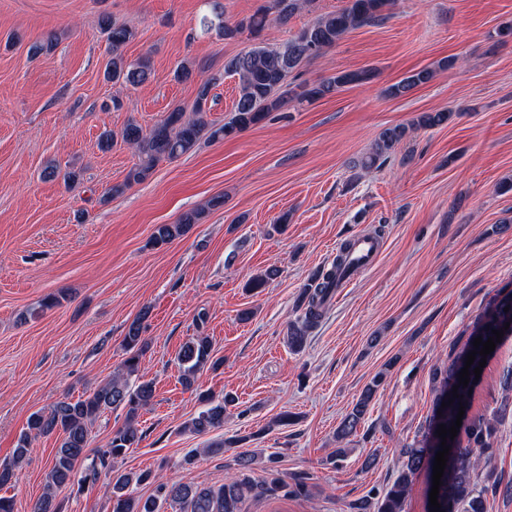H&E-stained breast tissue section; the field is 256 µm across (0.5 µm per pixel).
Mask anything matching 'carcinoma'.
Wrapping results in <instances>:
<instances>
[{
    "label": "carcinoma",
    "instance_id": "obj_1",
    "mask_svg": "<svg viewBox=\"0 0 512 512\" xmlns=\"http://www.w3.org/2000/svg\"><path fill=\"white\" fill-rule=\"evenodd\" d=\"M310 2L312 0H266L248 18L230 24L224 20V6L220 0H214L213 17L202 18L201 26L216 30L226 40H235L245 33L255 40L249 49L224 63V74L238 79L233 116L220 126L206 119L204 104L212 87L224 75L214 73L199 83L192 108L194 117H186L184 108L177 106L148 130L135 123L127 124L121 138L138 155V163L130 168L122 182L108 189L107 195H121L133 185L145 181L160 162L171 161L192 151L205 136L212 141L236 136L279 111L290 97L312 103L348 85L370 81L373 78L370 69L338 71L319 81L304 83L296 91L289 88L288 78L304 63L335 47L349 32L384 20L396 0H346L343 8L314 17L297 33L275 46H266L259 41L265 29L288 24V20ZM103 31L111 49L105 65V78L130 86L146 82L151 74L149 59L129 62L121 52V48L135 37V32L114 18L103 21ZM434 74L433 68L415 71L390 86L388 93L395 97L404 96L430 82ZM451 118L449 112H424L417 117L415 126L432 128L447 123ZM406 132L404 127L382 131L371 150L359 160V165L366 170L383 166ZM197 220L198 214L188 213L173 224L156 225L152 233L153 245L171 243L184 235L189 225ZM351 249L352 242L341 243L331 265L314 275V286L303 289L296 306L300 314L288 325L287 342L292 351H303L310 333L321 322L336 279L347 266ZM148 315L149 310L145 309L128 325L122 340L127 357L110 379L76 399L66 397L48 410L29 416L27 429L19 436L12 457L0 462V489L10 488L17 482L18 469L30 451L32 439L55 435L59 443L49 466L47 492L36 502L33 512H59L56 491L74 482L81 487L93 485L103 474L109 478L112 512H161L163 504L180 502L188 504L190 512H241L249 500L308 497L310 489L305 478L288 477L272 457L267 460L263 478L256 480L251 476L255 456H236V473L217 488L190 482L170 484L150 471L133 476L114 468L117 460L124 458L129 449L138 447L143 440L138 418L141 411L153 405L155 398L153 382L143 379L140 374L147 348L143 332ZM507 322H512V290L493 298L469 336L452 348L449 362L433 370L431 414L416 439L401 449L402 468L395 481L381 492L345 503L344 512H405L406 498L414 478L423 471L433 472L435 455L441 450V438L436 430L441 424L448 428L455 424L461 405L465 406V414L457 436L452 440L453 447L450 448L439 487L441 512H486L488 499L512 498V480L499 475L494 468L481 466L482 456L493 452L498 424L502 412L506 411L503 407L489 417L471 413L475 392L481 385L475 381L474 374L481 356H476L469 368L468 386L459 385V373L464 368L468 353L474 350V339L480 336L482 341H487L492 336L491 330L501 331ZM177 361L181 383L187 389L195 386L205 367L215 369L220 365V360L212 356L211 340L202 335L192 336L183 344ZM385 380L383 372L372 378L340 422L336 432L338 439H348L357 434ZM455 385L458 386L459 397L453 399L450 406L441 407L452 395ZM201 400L205 408L191 419L187 428L196 434H207L223 427L224 413L231 400L224 398L219 401L208 393L201 395ZM118 408L125 410L122 425L112 432L106 447L88 454L91 426L105 411ZM133 483L151 485L153 493L146 498L137 497L129 492Z\"/></svg>",
    "mask_w": 512,
    "mask_h": 512
}]
</instances>
